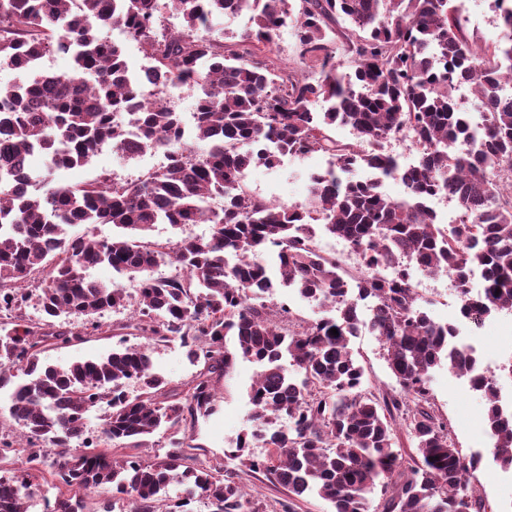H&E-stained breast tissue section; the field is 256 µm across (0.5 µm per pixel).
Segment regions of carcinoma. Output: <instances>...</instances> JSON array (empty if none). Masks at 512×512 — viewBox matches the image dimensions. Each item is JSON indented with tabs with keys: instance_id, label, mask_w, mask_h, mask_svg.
Masks as SVG:
<instances>
[{
	"instance_id": "1",
	"label": "carcinoma",
	"mask_w": 512,
	"mask_h": 512,
	"mask_svg": "<svg viewBox=\"0 0 512 512\" xmlns=\"http://www.w3.org/2000/svg\"><path fill=\"white\" fill-rule=\"evenodd\" d=\"M68 3L0 0V68L24 69L54 48L72 56L68 73L0 84V383L6 374L19 378L8 413L25 441L23 448L0 442V512H26L45 472L56 490L51 512H85L95 489L112 493L104 512L120 503V512H185L197 496L210 512H259L236 470L196 463L184 428L214 409L213 378L231 374L239 358L262 370L250 391L254 428L226 457L266 472L296 497L330 502L334 512H367L377 488L382 512H485L469 480L477 460L461 453L432 409V370L448 362L484 397L493 454L504 469L512 468V414L500 408L495 378L477 373L476 359L453 342L454 326L433 322L418 305L410 279L416 268L449 274L464 310L481 319L512 311V94L503 91L512 77V4L497 0L499 40L479 48L462 23L460 0H82L77 14ZM231 9L253 23L234 49L220 26ZM167 11L182 19L180 28L161 26ZM340 18L349 28L338 58L326 37ZM287 25L315 75L280 70L264 53ZM117 26L152 60L143 81L130 77L122 48L101 36ZM187 79L202 94L193 134L200 152L180 140L179 113L145 103ZM459 80L471 88L477 127L451 95ZM124 110L136 114L134 143L115 121ZM337 123L358 142L336 140L329 129ZM404 128L420 146L417 165L407 169L384 151ZM364 142L372 149H362ZM105 145L127 156L161 148L170 161L119 184L105 174L78 185L50 182L40 195L17 184L35 154L71 168ZM312 152L332 163L310 175L307 206L247 190L252 165ZM358 167L374 178L353 179ZM384 178L402 180L408 196H386ZM439 192L457 201L463 223L436 222L426 200ZM95 224L120 234L69 233ZM157 224H209L211 232L151 241ZM317 224L360 255L355 285L336 256L314 247ZM268 247L277 250L282 285L336 308V318L287 328L281 316L288 309L251 302L253 285L269 294L276 287L258 260ZM162 262L183 275L154 277ZM100 264L140 279L137 299L93 279L90 270ZM35 274L43 278L33 320L23 308ZM131 303L137 316L127 327L156 342L178 340L188 357L204 362L185 396L168 394L144 347L115 348L66 368L40 365L50 341L101 334L95 314ZM363 327L382 341L400 395L380 399L363 389L364 368L351 349ZM228 335L237 339L235 352L225 347ZM131 381L141 390L134 397L126 391ZM103 403L101 437L90 442L82 420ZM398 418L421 455L414 464L394 448ZM281 419L285 428L267 433ZM160 431L162 454H112ZM258 443L269 448L263 460L250 452ZM171 486L185 496L170 499Z\"/></svg>"
}]
</instances>
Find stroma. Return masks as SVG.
Segmentation results:
<instances>
[{
	"mask_svg": "<svg viewBox=\"0 0 512 512\" xmlns=\"http://www.w3.org/2000/svg\"><path fill=\"white\" fill-rule=\"evenodd\" d=\"M462 17L479 46L494 43L499 12L493 0H463ZM330 163V157L321 153L291 156L273 168L252 166L245 182L255 196L266 199L276 196L283 203L303 207L310 198V173L327 168ZM150 169V163L143 159L120 156L106 145L86 164L57 173L56 178L72 184L89 182L104 173L120 179H135ZM413 278L420 283L419 302L427 314L436 322L457 325L460 340L474 343L478 356L493 354L512 343V314L500 312L475 325L460 322L452 303L454 283L449 275L418 271ZM129 316L130 310L126 307L98 313L97 319L105 328L102 335L81 342L46 346L40 354L41 363L66 367L76 361L107 356L121 344L144 346L149 350L155 372L165 379L168 388L182 390L200 371V364L189 360L179 341L155 343L129 329ZM351 347L364 367L366 387L379 397L397 394L399 386L388 368L378 337L369 331H360ZM258 371L257 364L240 359L229 378L216 379L214 413L186 426L198 461L212 464L223 460L225 450L232 447L236 437L251 429L249 391ZM430 392L435 412L447 421L457 447L465 455L478 453L483 457L472 482L480 490L487 512H512V470H501L493 458L494 441L487 427V405L482 395L471 389L467 377L444 365L433 370ZM238 480L249 489L261 512H281L283 503L288 500L287 489L271 483L265 472L243 467L238 472Z\"/></svg>",
	"mask_w": 512,
	"mask_h": 512,
	"instance_id": "obj_1",
	"label": "stroma"
}]
</instances>
